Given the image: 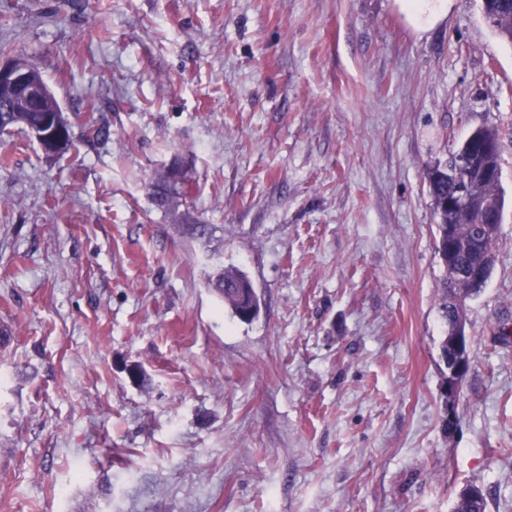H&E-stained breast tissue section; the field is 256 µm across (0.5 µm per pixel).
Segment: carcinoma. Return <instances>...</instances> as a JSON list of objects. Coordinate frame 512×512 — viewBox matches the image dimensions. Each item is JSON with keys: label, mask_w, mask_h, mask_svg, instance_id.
Here are the masks:
<instances>
[{"label": "carcinoma", "mask_w": 512, "mask_h": 512, "mask_svg": "<svg viewBox=\"0 0 512 512\" xmlns=\"http://www.w3.org/2000/svg\"><path fill=\"white\" fill-rule=\"evenodd\" d=\"M484 7L485 18L490 26L502 39L512 43V0H488ZM3 108L5 104L1 103V133L14 126L25 128L38 118L36 112H5ZM500 147L497 129L479 128L448 155V160L426 172L433 200L436 253L447 273L439 299V310L448 324L453 322L457 306L463 305L466 298L481 290L495 264L496 255L476 259L465 245L478 240L483 231L482 225L472 223L469 214V207L474 202H479L490 210L492 223L497 225L494 236H499L498 225L502 224L504 206L502 182L486 179L480 169H471L469 165L475 159L494 171H500ZM178 184L177 175L171 173L163 176L153 185L154 195L166 204L180 194ZM450 196L466 198L465 205L451 211L443 209V200ZM450 224L454 225L459 241V247L451 258L444 246ZM213 288L224 296V303L236 316L239 317L247 311L253 295L252 284L240 272L224 270L213 282ZM454 512H485V496L461 498L455 503Z\"/></svg>", "instance_id": "1"}]
</instances>
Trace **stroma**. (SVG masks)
<instances>
[{"label":"stroma","instance_id":"35a3bbf8","mask_svg":"<svg viewBox=\"0 0 512 512\" xmlns=\"http://www.w3.org/2000/svg\"><path fill=\"white\" fill-rule=\"evenodd\" d=\"M17 55L78 150L0 133V512H512V43L482 0L421 36L394 0H0ZM479 127L505 211L451 410L425 175ZM179 180L178 176L172 173L158 179L153 185L156 198L161 203L166 204L177 195L184 196V190H182V193L179 191ZM213 288L224 296L225 304L239 319L247 321L241 315L249 307L253 286L245 276L236 270L225 269L213 282Z\"/></svg>","mask_w":512,"mask_h":512}]
</instances>
